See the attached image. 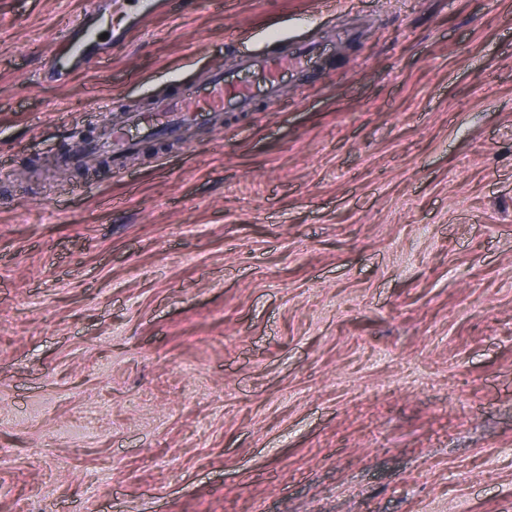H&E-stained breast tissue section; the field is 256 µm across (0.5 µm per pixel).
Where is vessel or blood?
Wrapping results in <instances>:
<instances>
[{"instance_id": "b4317fda", "label": "vessel or blood", "mask_w": 512, "mask_h": 512, "mask_svg": "<svg viewBox=\"0 0 512 512\" xmlns=\"http://www.w3.org/2000/svg\"><path fill=\"white\" fill-rule=\"evenodd\" d=\"M121 9L120 0H89L85 12L68 20L66 24V41L70 55H96L102 48L101 34L106 30L110 31L115 39H126L127 30L112 26L113 16ZM317 52L316 43L303 42L295 44L290 50L270 60H261L251 55L242 56L240 67L246 71L259 69L273 78L284 67H304ZM251 102V93L245 85L236 83L223 72H211L201 87L162 100L155 113L131 115V122L138 128L137 136L131 137L124 130L112 129L102 142L84 147L78 160L87 164L100 154L119 160L135 152L144 140L158 137L182 139L185 131L198 118L231 109L242 111L247 109Z\"/></svg>"}]
</instances>
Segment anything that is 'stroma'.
Returning a JSON list of instances; mask_svg holds the SVG:
<instances>
[{"label": "stroma", "mask_w": 512, "mask_h": 512, "mask_svg": "<svg viewBox=\"0 0 512 512\" xmlns=\"http://www.w3.org/2000/svg\"><path fill=\"white\" fill-rule=\"evenodd\" d=\"M87 5L0 0V512H512V0H181L46 79ZM216 68L252 111L53 168ZM318 50L316 43L303 42L296 43L289 51L287 48L286 51L271 60H260L252 55H243L240 59V68L246 71L261 69L267 73L269 80L267 94L269 97H273L277 92L276 74L284 67H288V64L303 69L305 63L311 60Z\"/></svg>", "instance_id": "stroma-1"}]
</instances>
